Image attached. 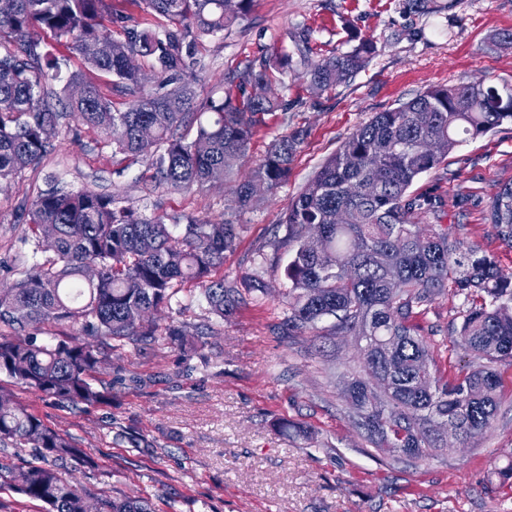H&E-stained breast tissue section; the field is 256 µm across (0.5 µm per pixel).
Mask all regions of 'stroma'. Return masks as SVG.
Returning a JSON list of instances; mask_svg holds the SVG:
<instances>
[{
    "mask_svg": "<svg viewBox=\"0 0 512 512\" xmlns=\"http://www.w3.org/2000/svg\"><path fill=\"white\" fill-rule=\"evenodd\" d=\"M512 0H430L427 11L408 0H251L224 32L202 37L184 78L197 103L240 97L237 74L251 61L287 55L289 67L270 72L267 94L279 108L253 135L240 174H248L274 139L300 131L304 139L287 180L256 206L236 210L230 184L147 190L151 160L113 152L96 130L68 120L38 167L0 184V283L32 260L23 240L27 211L48 179L73 192L119 195L122 205L166 223L192 216L236 225L234 250L224 255V282L238 289L261 278L266 295L247 297L217 320L200 290L180 292L155 315L159 324L205 326L202 346L169 339L126 346L96 377L112 389L103 404L62 408L6 376L0 389L45 424L70 437L87 464L59 466L67 479L97 497L145 500L153 512H512V365L499 363V405L492 429L467 443L449 441L432 458L394 462L371 448L348 420L332 383L356 367L358 343L330 335V321L302 336L281 329L287 252H276L288 203L321 163L378 112L426 89L477 80L512 85ZM307 35L309 52L295 42ZM372 39L367 67L346 82L313 93L307 62L351 51ZM512 180V122L466 139L440 168L421 175L410 191L440 199L438 214H421L448 236L494 257L512 272V247L486 220L499 187ZM463 298L440 295L420 317L433 357L451 374L467 371L471 354L454 346ZM288 422L308 430L304 440L280 431Z\"/></svg>",
    "mask_w": 512,
    "mask_h": 512,
    "instance_id": "obj_1",
    "label": "stroma"
}]
</instances>
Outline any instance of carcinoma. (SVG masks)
<instances>
[{
    "label": "carcinoma",
    "instance_id": "1",
    "mask_svg": "<svg viewBox=\"0 0 512 512\" xmlns=\"http://www.w3.org/2000/svg\"><path fill=\"white\" fill-rule=\"evenodd\" d=\"M250 0H140L143 11L171 25L124 29V38L103 33L123 20L112 0H0V181L36 167L53 149L63 120L72 116L100 132L113 150L148 156L157 186L171 189L224 182L245 154L256 126L275 103L230 95L193 111L195 91L180 75L193 62L189 33L214 35L240 18ZM79 55L84 67L112 78L132 98L112 109L99 86L73 74L67 112L50 104L48 81L62 58L41 34ZM373 42L308 63L311 87L326 90L365 68ZM136 55L151 58L161 91L143 92ZM282 60L262 59L239 73L244 89L268 82ZM512 121V88L481 83L438 85L400 106L376 113L346 137L305 190L289 203L285 234L277 247L288 251V289L282 294L288 332L300 335L332 318L333 336L358 338V368L336 380L348 417L366 441L394 461L417 463L448 442L435 424L465 443L486 434L498 407L496 365L512 362V273L495 260L451 240L439 224H417L436 199L409 194L414 181L436 169L466 138ZM196 126L193 138L181 132ZM438 138L442 154L422 153L418 144ZM303 134L276 139L250 176L231 188L236 208H251L252 183L273 189L287 174ZM347 222L336 223V212ZM34 249L53 242L52 255L14 268L0 287V374L62 406L92 407L108 399L91 373L112 350L154 341L159 325L150 318L172 306L187 285L201 287L208 310L219 319L243 302L237 289L215 277L224 252L236 245L233 224L186 217V224L145 218L119 206L110 194L87 189L72 193L53 186L40 192L27 213ZM487 221L512 246V181L492 198ZM98 268L94 279L88 266ZM453 283L467 302L453 343L478 359L451 378L435 366L429 341L415 324ZM49 324L75 333L54 343H37ZM93 341H87V338ZM0 443L29 446L40 461L10 472L20 493L44 503L48 512H83L90 494L69 481L57 462L84 461L69 438L46 425L0 390ZM100 512H151L138 501L98 497Z\"/></svg>",
    "mask_w": 512,
    "mask_h": 512
}]
</instances>
